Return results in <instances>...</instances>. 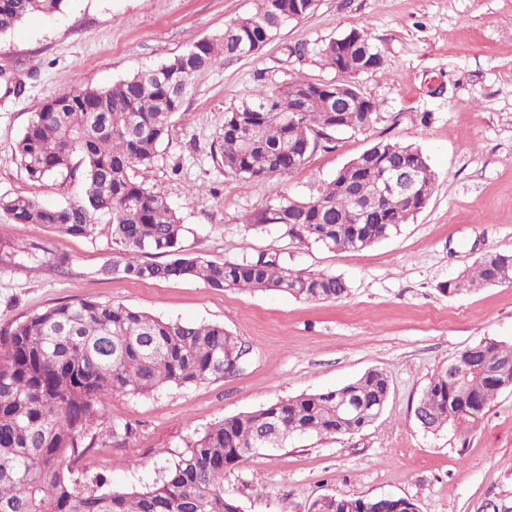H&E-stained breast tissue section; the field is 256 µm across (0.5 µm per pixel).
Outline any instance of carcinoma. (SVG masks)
Instances as JSON below:
<instances>
[{"mask_svg":"<svg viewBox=\"0 0 512 512\" xmlns=\"http://www.w3.org/2000/svg\"><path fill=\"white\" fill-rule=\"evenodd\" d=\"M67 0H0V36L33 14L52 15ZM311 0H258L255 11L229 22L222 34L199 40L168 62L106 87H77L47 99L34 112L13 152L29 179H77L83 191L67 207L0 198L14 224L52 225L89 236L99 220L111 225L118 258L106 275L139 281L200 279L215 289L286 293L310 301L348 294L339 275L295 270L278 252L216 263L182 253L184 227L158 193L131 176L151 162L193 79L217 59L250 56L289 23L309 14ZM320 50L327 65L354 76L383 60L367 33L352 29ZM355 101L336 105L308 79L264 86L227 113L220 136L224 170L244 183L270 179L305 163L322 140L373 125L377 104L352 86ZM312 91L306 110L298 96ZM421 170L417 196L428 203L436 175L419 146L381 139L350 160L318 193L278 204L247 218L288 228V235L329 251L358 252L401 232L417 211L404 197L373 199L385 169ZM159 256L170 260L160 262ZM512 284V253L479 257L440 285L448 294ZM249 347L220 324L162 319L122 304L82 300L46 308L0 331V512H240L224 497V473L253 455L284 446L273 433L345 436L373 424L389 394L388 375L371 369L334 390L301 393L259 410L224 418L186 444L150 486L118 490L101 483L81 489L67 462L82 457L97 403L112 392L142 395L241 371ZM512 389V343L483 339L460 351L430 378L414 409L419 426L438 432L482 417L501 392ZM380 512H419L394 496Z\"/></svg>","mask_w":512,"mask_h":512,"instance_id":"1","label":"carcinoma"}]
</instances>
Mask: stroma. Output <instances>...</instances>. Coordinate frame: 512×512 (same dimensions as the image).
Wrapping results in <instances>:
<instances>
[{"instance_id": "stroma-1", "label": "stroma", "mask_w": 512, "mask_h": 512, "mask_svg": "<svg viewBox=\"0 0 512 512\" xmlns=\"http://www.w3.org/2000/svg\"><path fill=\"white\" fill-rule=\"evenodd\" d=\"M255 7L256 0H69L63 12L33 15L1 36L0 70L27 81L19 96L0 82V197L59 207L79 198V182L30 180L15 159L16 139L45 100L160 65ZM355 28L383 55L379 70L354 78L377 103V122L338 134L289 174L244 185L225 172L219 136L230 108L263 85L334 80L319 51ZM386 138L417 144L436 173L426 207L397 236L341 253L291 239L280 226L246 223L281 196L309 199ZM132 176L175 210L186 253L223 263L276 251L291 268L343 276L349 292L308 302L198 279L106 275L113 260L106 223L72 236L12 223L0 211V246L15 256L0 263V329L90 299L218 323L250 348L238 374L106 396L91 449L71 464L80 484L150 485L210 425L379 369L390 391L375 423L348 436L294 437L252 456L225 473V497L243 512H310L326 494H394L420 512H512V390L477 422L435 434L414 416L431 375L460 350L485 338L512 342V284L452 296L439 289L481 254L512 252V0H316L258 54L196 76L153 161ZM34 242L40 249L31 258ZM114 422L132 434L112 438Z\"/></svg>"}]
</instances>
